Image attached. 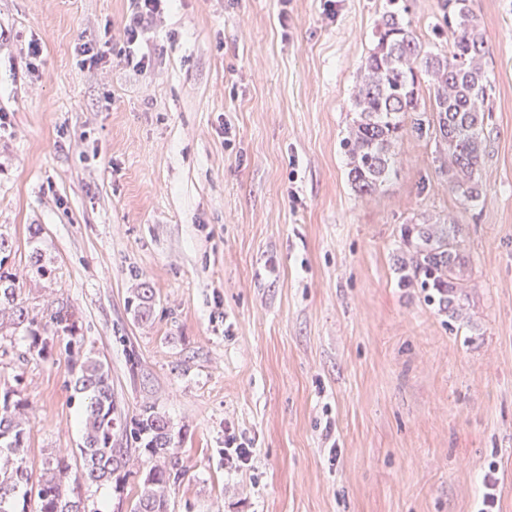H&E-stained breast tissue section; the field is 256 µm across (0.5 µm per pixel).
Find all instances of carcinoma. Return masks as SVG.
<instances>
[{
	"label": "carcinoma",
	"mask_w": 512,
	"mask_h": 512,
	"mask_svg": "<svg viewBox=\"0 0 512 512\" xmlns=\"http://www.w3.org/2000/svg\"><path fill=\"white\" fill-rule=\"evenodd\" d=\"M470 0H443L440 18L432 26V41L420 40L404 13L407 6L387 0L376 30V44L361 61L352 101L358 117L340 148L347 159L348 179L362 196L375 192L397 174L399 145L404 137L432 138L446 158L448 188L465 204L479 202L483 187L475 176L484 152L485 113L492 111L496 88L488 79V48L480 20ZM448 49L436 50L442 42ZM455 222L425 219L404 229L408 253L399 260V287L420 288L442 310L455 311L465 258ZM9 241L0 236V316L13 330L30 338L29 350L42 353L45 336L75 330L73 314L65 307L37 318L20 298L15 275L5 268ZM74 390L83 402L82 476L91 484L112 479L128 464L129 448L119 439L144 443L158 459L143 480L132 512H169L168 488L181 472L167 466L177 459L166 418L145 407L127 429L121 423L107 366L91 353L74 363ZM30 419L11 392L0 399V512H27V497L36 490L39 512H79V498L65 494L69 465L65 459L48 462L37 481L23 454Z\"/></svg>",
	"instance_id": "cac0c4a2"
}]
</instances>
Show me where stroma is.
Returning <instances> with one entry per match:
<instances>
[{"instance_id": "stroma-1", "label": "stroma", "mask_w": 512, "mask_h": 512, "mask_svg": "<svg viewBox=\"0 0 512 512\" xmlns=\"http://www.w3.org/2000/svg\"><path fill=\"white\" fill-rule=\"evenodd\" d=\"M385 2L172 0L137 72L104 36L128 0H0V235L31 314L59 298L77 321L41 355L0 336V393L29 411L32 475L64 456L87 512H131L152 459L139 445L111 482L82 480L73 337L123 422L168 421L169 512H475L490 471L512 512V0H472L496 85L473 208L429 139L405 137L372 195L347 178ZM89 41L108 44L94 67ZM423 213L459 226L455 315L398 285ZM231 437L252 450L237 469Z\"/></svg>"}]
</instances>
